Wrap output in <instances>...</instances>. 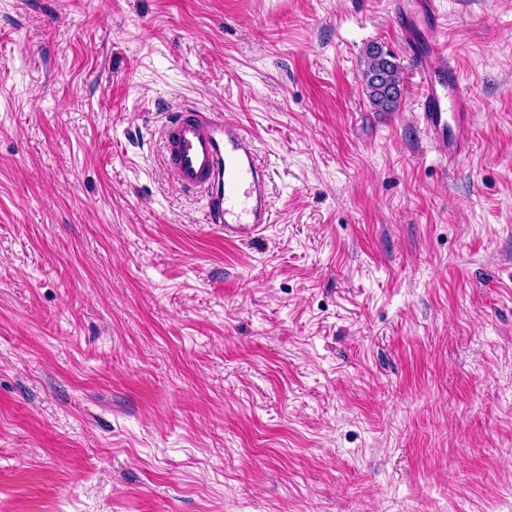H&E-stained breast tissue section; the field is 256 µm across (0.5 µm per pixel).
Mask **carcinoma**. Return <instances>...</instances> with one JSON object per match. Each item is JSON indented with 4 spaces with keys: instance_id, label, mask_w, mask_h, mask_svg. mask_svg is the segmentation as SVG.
I'll return each mask as SVG.
<instances>
[{
    "instance_id": "carcinoma-1",
    "label": "carcinoma",
    "mask_w": 512,
    "mask_h": 512,
    "mask_svg": "<svg viewBox=\"0 0 512 512\" xmlns=\"http://www.w3.org/2000/svg\"><path fill=\"white\" fill-rule=\"evenodd\" d=\"M361 80L370 106L377 112L396 111L404 94V72L383 45L369 44L362 55Z\"/></svg>"
}]
</instances>
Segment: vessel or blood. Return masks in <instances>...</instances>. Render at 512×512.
<instances>
[{
	"label": "vessel or blood",
	"mask_w": 512,
	"mask_h": 512,
	"mask_svg": "<svg viewBox=\"0 0 512 512\" xmlns=\"http://www.w3.org/2000/svg\"><path fill=\"white\" fill-rule=\"evenodd\" d=\"M422 87L419 119L435 152L449 162L469 148L471 99L448 57L436 0H392ZM163 139L172 179L200 194L203 221L225 241L247 244L272 222L271 172L242 124L210 107L186 105L168 114Z\"/></svg>",
	"instance_id": "1"
}]
</instances>
